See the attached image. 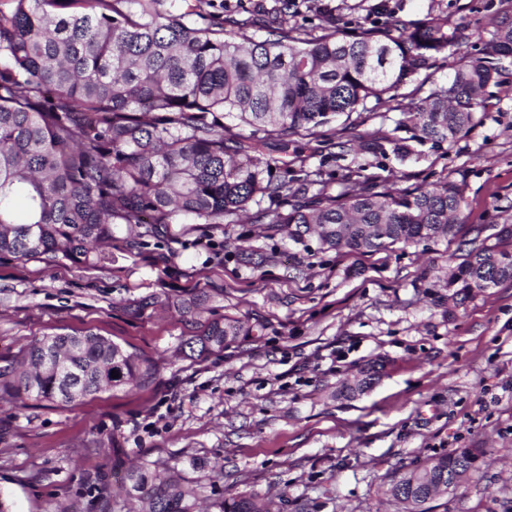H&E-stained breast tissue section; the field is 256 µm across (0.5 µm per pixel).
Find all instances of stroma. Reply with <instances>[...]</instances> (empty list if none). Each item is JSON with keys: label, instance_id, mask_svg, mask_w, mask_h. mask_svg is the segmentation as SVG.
Segmentation results:
<instances>
[{"label": "stroma", "instance_id": "stroma-1", "mask_svg": "<svg viewBox=\"0 0 512 512\" xmlns=\"http://www.w3.org/2000/svg\"><path fill=\"white\" fill-rule=\"evenodd\" d=\"M291 22L318 32L331 18L379 22L387 10L426 12L466 27V52L512 18V0H298ZM482 121L456 144L422 146L419 161L361 155L354 135L393 130L380 104L352 128L268 140L274 158L321 173L330 193L346 178L402 187L463 180L455 240L359 254L289 241L267 224L287 211L256 198L228 224H143L114 240L112 258L0 259V366L20 363L36 339L93 333L150 360L153 377L76 405L20 403L0 393V493L12 512H146L125 475L146 463L178 467L199 512L228 496H256L270 512H403L384 493L403 467L458 448L476 461L431 512H512V282L478 291L448 316V273L461 243L512 225V64L485 92ZM199 298L181 314L173 305ZM247 333L203 358L180 344L215 319ZM383 375L353 399L343 385L371 360Z\"/></svg>", "mask_w": 512, "mask_h": 512}]
</instances>
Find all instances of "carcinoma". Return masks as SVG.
Listing matches in <instances>:
<instances>
[{
    "label": "carcinoma",
    "instance_id": "1",
    "mask_svg": "<svg viewBox=\"0 0 512 512\" xmlns=\"http://www.w3.org/2000/svg\"><path fill=\"white\" fill-rule=\"evenodd\" d=\"M183 2L0 0V255L98 264L122 228L130 235L138 224L181 216L222 224L266 194L296 199L270 219L287 225L296 244L313 233L323 249L364 254L456 236L462 182L407 190L394 174L389 183L347 181L336 195L318 179L295 188L273 178L280 160L265 153L267 138L316 135L385 100L410 139L452 146L480 123L485 89L512 61V20L498 22L488 47L439 82V58L469 39L447 18L391 13L379 26L350 31L330 20L312 34L286 24L291 3L282 0L269 37L256 40L246 35L255 15L227 18L226 31ZM422 72L412 91L398 93ZM226 121L249 133L224 137ZM359 139L374 156L402 162L411 154L405 139L381 128ZM18 196L27 202L23 223L13 216ZM469 245L448 278L450 317L474 292L512 282V251ZM242 331L226 317L182 347L205 357ZM382 370L370 364L346 396L362 394ZM152 371L102 336L56 334L30 344L23 369L0 367V389L21 402L70 407L102 389L136 386ZM474 460L472 449L458 448L403 468L385 494L404 512H428L438 480L464 474ZM128 480L146 492L150 512H195V490L175 468L161 477L142 465ZM219 509L268 512L251 496L226 497Z\"/></svg>",
    "mask_w": 512,
    "mask_h": 512
}]
</instances>
